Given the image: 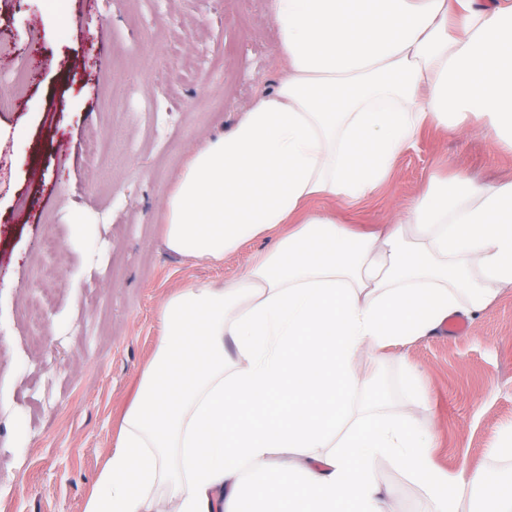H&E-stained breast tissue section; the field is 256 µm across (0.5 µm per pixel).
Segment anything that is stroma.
Instances as JSON below:
<instances>
[{
	"label": "stroma",
	"mask_w": 512,
	"mask_h": 512,
	"mask_svg": "<svg viewBox=\"0 0 512 512\" xmlns=\"http://www.w3.org/2000/svg\"><path fill=\"white\" fill-rule=\"evenodd\" d=\"M267 0H0V72L27 70L0 112V512H81L113 448L161 335L157 311L191 283L235 277L247 244L222 266L168 251L162 204L190 150L223 134L238 105L273 89ZM453 167L480 181L512 178V153L487 139L429 130L398 161L394 179L348 211L356 227L386 223L429 176ZM58 276L40 278L48 240ZM41 296L45 318L28 307ZM427 394L416 410L436 434L442 469L491 474L512 485V290L469 324L391 348L358 371L391 413L409 398L405 366ZM377 472L397 512H432L417 481L389 458Z\"/></svg>",
	"instance_id": "35a3bbf8"
}]
</instances>
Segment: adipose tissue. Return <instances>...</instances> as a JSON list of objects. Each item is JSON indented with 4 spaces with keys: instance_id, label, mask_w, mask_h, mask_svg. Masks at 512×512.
Returning <instances> with one entry per match:
<instances>
[{
    "instance_id": "ef3b65f1",
    "label": "adipose tissue",
    "mask_w": 512,
    "mask_h": 512,
    "mask_svg": "<svg viewBox=\"0 0 512 512\" xmlns=\"http://www.w3.org/2000/svg\"><path fill=\"white\" fill-rule=\"evenodd\" d=\"M284 70L194 147L163 240L240 274L158 310L161 337L82 512H392L388 457L436 512L497 480L432 464L434 432L387 415L364 356L475 318L512 288V182L433 177L374 233V196L428 128L512 151V0H267Z\"/></svg>"
}]
</instances>
